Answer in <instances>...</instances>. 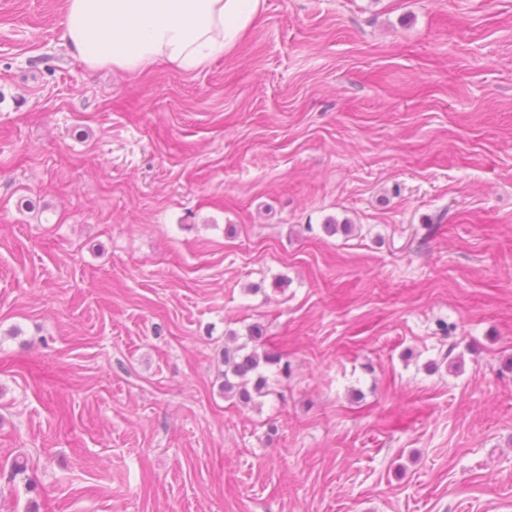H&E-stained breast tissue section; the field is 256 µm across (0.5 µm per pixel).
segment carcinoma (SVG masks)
<instances>
[{
    "mask_svg": "<svg viewBox=\"0 0 512 512\" xmlns=\"http://www.w3.org/2000/svg\"><path fill=\"white\" fill-rule=\"evenodd\" d=\"M262 331L257 326L248 328V341L224 348V393L244 403L267 395L268 377L264 368L277 366L288 371V365H280L281 358L260 350Z\"/></svg>",
    "mask_w": 512,
    "mask_h": 512,
    "instance_id": "obj_1",
    "label": "carcinoma"
}]
</instances>
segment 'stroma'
Listing matches in <instances>:
<instances>
[{
    "instance_id": "1",
    "label": "stroma",
    "mask_w": 512,
    "mask_h": 512,
    "mask_svg": "<svg viewBox=\"0 0 512 512\" xmlns=\"http://www.w3.org/2000/svg\"><path fill=\"white\" fill-rule=\"evenodd\" d=\"M64 25L0 0V512H512V0H264L195 72ZM248 340L253 343L248 349V343L224 348V384L222 388L225 394L237 397L240 401L248 403L254 396L263 397L268 391V377L264 368L277 366L282 372L288 371V364L280 367L281 358L271 355L261 347L262 331L258 326L248 328ZM233 379V380H232Z\"/></svg>"
}]
</instances>
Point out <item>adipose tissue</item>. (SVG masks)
Here are the masks:
<instances>
[{
	"label": "adipose tissue",
	"mask_w": 512,
	"mask_h": 512,
	"mask_svg": "<svg viewBox=\"0 0 512 512\" xmlns=\"http://www.w3.org/2000/svg\"><path fill=\"white\" fill-rule=\"evenodd\" d=\"M262 0H65L63 39L94 68L206 67L235 48Z\"/></svg>",
	"instance_id": "adipose-tissue-1"
}]
</instances>
